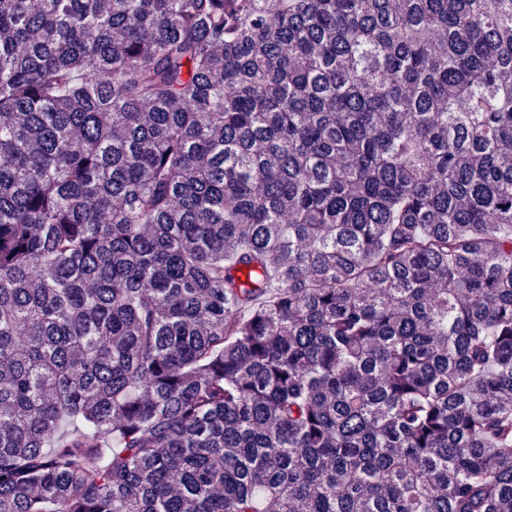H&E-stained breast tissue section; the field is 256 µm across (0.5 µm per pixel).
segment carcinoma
I'll return each instance as SVG.
<instances>
[{
    "label": "carcinoma",
    "instance_id": "1",
    "mask_svg": "<svg viewBox=\"0 0 512 512\" xmlns=\"http://www.w3.org/2000/svg\"><path fill=\"white\" fill-rule=\"evenodd\" d=\"M0 512H512V0H0Z\"/></svg>",
    "mask_w": 512,
    "mask_h": 512
}]
</instances>
